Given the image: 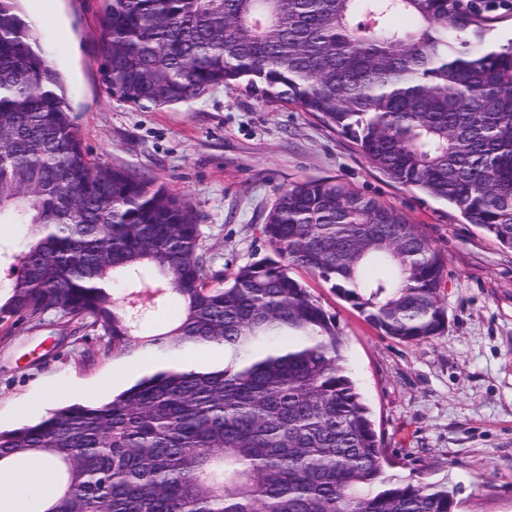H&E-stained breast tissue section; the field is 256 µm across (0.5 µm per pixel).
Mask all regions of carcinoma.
I'll use <instances>...</instances> for the list:
<instances>
[{
    "label": "carcinoma",
    "instance_id": "carcinoma-1",
    "mask_svg": "<svg viewBox=\"0 0 512 512\" xmlns=\"http://www.w3.org/2000/svg\"><path fill=\"white\" fill-rule=\"evenodd\" d=\"M494 20L462 0H104V79L156 107L243 82L512 248V41L486 43ZM2 224L30 233L0 320L55 310L151 367L106 402L0 430V468L55 461L39 512H457L448 490L385 476L346 337L289 273L418 343L445 323L443 254L397 210L313 180L280 191L272 255L212 285L189 203L89 157L18 0H0Z\"/></svg>",
    "mask_w": 512,
    "mask_h": 512
}]
</instances>
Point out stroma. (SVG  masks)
I'll use <instances>...</instances> for the list:
<instances>
[{
    "label": "stroma",
    "mask_w": 512,
    "mask_h": 512,
    "mask_svg": "<svg viewBox=\"0 0 512 512\" xmlns=\"http://www.w3.org/2000/svg\"><path fill=\"white\" fill-rule=\"evenodd\" d=\"M103 0H21L61 73L83 144L102 165L185 197L215 271L231 279L270 255L261 232L280 190L332 179L405 215L445 258L444 331L418 344L382 335L317 275L296 267L347 339L344 364L374 420L387 474L454 492L458 512H512V249L459 211L396 184L352 139L296 105L232 84L170 107L112 96L101 53ZM124 357L74 321L0 320V430L54 405L118 392Z\"/></svg>",
    "instance_id": "35a3bbf8"
}]
</instances>
